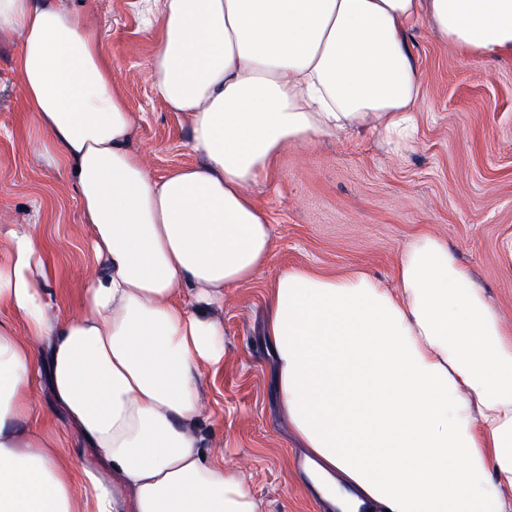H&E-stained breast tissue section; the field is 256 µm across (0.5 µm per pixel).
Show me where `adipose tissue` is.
<instances>
[{
  "instance_id": "ef3b65f1",
  "label": "adipose tissue",
  "mask_w": 512,
  "mask_h": 512,
  "mask_svg": "<svg viewBox=\"0 0 512 512\" xmlns=\"http://www.w3.org/2000/svg\"><path fill=\"white\" fill-rule=\"evenodd\" d=\"M156 94L202 164L151 175L103 36L73 0H0L27 112L70 171L100 274L73 315L39 225L0 245V512H263L200 430L229 291L271 252L253 195L316 137L415 140L426 85L410 31L466 59L512 56V0H151ZM307 475L336 512H512V341L445 241L416 235L396 285L282 270L266 324ZM45 374L92 461L58 450Z\"/></svg>"
}]
</instances>
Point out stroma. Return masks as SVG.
<instances>
[{
  "mask_svg": "<svg viewBox=\"0 0 512 512\" xmlns=\"http://www.w3.org/2000/svg\"><path fill=\"white\" fill-rule=\"evenodd\" d=\"M98 25L112 74L136 118L134 144L156 177L200 164L188 121L152 87L150 60L162 36L137 0H84ZM19 37L0 32V236L12 224L41 225L57 274L47 301L74 313L96 274L89 227L66 169L45 150L47 135L23 106L15 67ZM411 44L426 82L413 149L391 154L379 135L319 138L283 152L256 196L273 217L269 265L231 290L224 362L201 389L212 412L202 432L243 467L264 512H322L296 460L303 454L273 387L275 361L264 335L267 293L277 273L308 266L337 276L363 269L393 283L403 247L418 233L445 239L512 328V58L463 61L427 25ZM40 408L64 453L87 457L47 386Z\"/></svg>",
  "mask_w": 512,
  "mask_h": 512,
  "instance_id": "obj_1",
  "label": "stroma"
}]
</instances>
